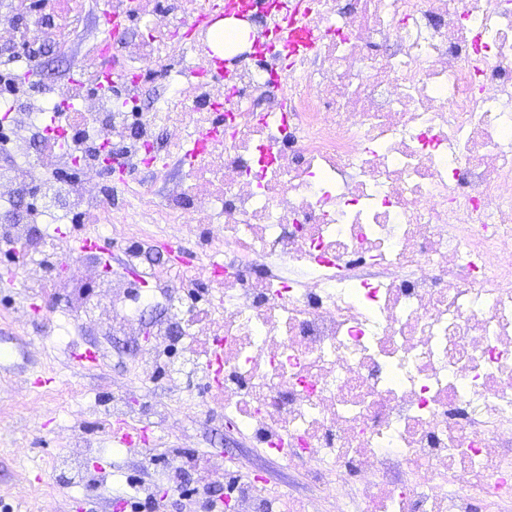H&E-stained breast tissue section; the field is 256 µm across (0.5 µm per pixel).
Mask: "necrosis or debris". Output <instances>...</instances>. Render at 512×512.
Listing matches in <instances>:
<instances>
[{"instance_id":"4bbe7bcc","label":"necrosis or debris","mask_w":512,"mask_h":512,"mask_svg":"<svg viewBox=\"0 0 512 512\" xmlns=\"http://www.w3.org/2000/svg\"><path fill=\"white\" fill-rule=\"evenodd\" d=\"M23 23L0 0V241L32 254L28 297L136 339L144 376L207 387L257 447L313 465L335 512H512V0H112L125 21L93 60L112 94L48 86L15 38L66 53L84 0ZM261 15L223 77L203 67L215 17ZM168 92L130 119L142 74ZM69 104L84 146L39 155ZM119 154L103 192L98 147ZM182 174L171 178V164ZM77 166L60 183L53 172ZM93 211L121 273L31 224ZM197 246L191 271L172 250ZM231 512H322L225 468Z\"/></svg>"}]
</instances>
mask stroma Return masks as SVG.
Returning a JSON list of instances; mask_svg holds the SVG:
<instances>
[{
	"mask_svg": "<svg viewBox=\"0 0 512 512\" xmlns=\"http://www.w3.org/2000/svg\"><path fill=\"white\" fill-rule=\"evenodd\" d=\"M22 295L19 288H0V512H41L47 499L55 501L56 512H125L141 482L152 483L155 495L168 499L166 512L198 510L201 500L189 503L183 494L194 491L201 473L184 470L177 487L169 485L176 458L198 455H224L242 471L261 476L267 488L312 494L306 469L257 450L221 421L198 432L192 446L171 437L152 441L138 455L113 446L96 417L74 420L78 406L108 410L116 397L152 426L160 411L176 412L182 405L164 375L147 383L140 379L133 347L108 341L97 327L74 325L63 314L47 316L42 299H34L27 324L16 325L14 305ZM49 317L57 322L58 335L45 334ZM86 348L102 354L101 365L90 372L69 363L71 350ZM40 375L48 377V385H34ZM68 448L85 449L81 467L102 473L101 486L89 490L63 479L57 462Z\"/></svg>",
	"mask_w": 512,
	"mask_h": 512,
	"instance_id": "1",
	"label": "stroma"
}]
</instances>
